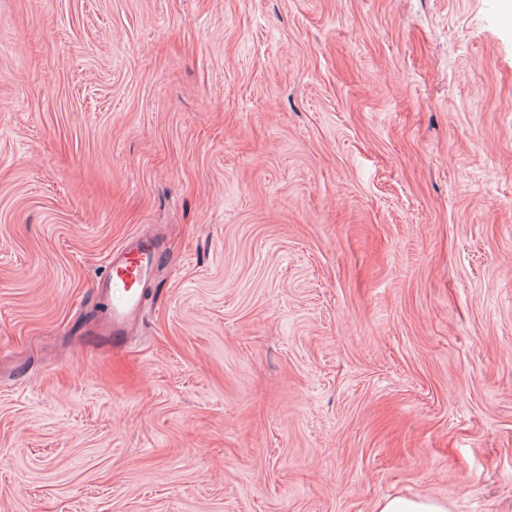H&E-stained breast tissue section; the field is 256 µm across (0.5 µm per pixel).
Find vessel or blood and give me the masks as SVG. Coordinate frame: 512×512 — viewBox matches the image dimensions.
Here are the masks:
<instances>
[{"label": "vessel or blood", "mask_w": 512, "mask_h": 512, "mask_svg": "<svg viewBox=\"0 0 512 512\" xmlns=\"http://www.w3.org/2000/svg\"><path fill=\"white\" fill-rule=\"evenodd\" d=\"M160 259L154 236L141 234L113 251L106 262L107 274L97 289L108 302L109 310L99 333L113 347L127 340L131 326L141 318L139 288Z\"/></svg>", "instance_id": "b4317fda"}]
</instances>
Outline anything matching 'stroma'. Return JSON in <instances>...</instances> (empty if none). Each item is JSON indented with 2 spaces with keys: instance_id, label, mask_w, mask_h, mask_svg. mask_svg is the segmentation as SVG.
Listing matches in <instances>:
<instances>
[{
  "instance_id": "35a3bbf8",
  "label": "stroma",
  "mask_w": 512,
  "mask_h": 512,
  "mask_svg": "<svg viewBox=\"0 0 512 512\" xmlns=\"http://www.w3.org/2000/svg\"><path fill=\"white\" fill-rule=\"evenodd\" d=\"M394 495L512 512V0H0V512ZM160 259L159 245L153 235L141 234L113 251L106 262L107 274L97 290L107 299L109 310L99 334L112 347L127 342L131 326L141 318L139 288Z\"/></svg>"
}]
</instances>
